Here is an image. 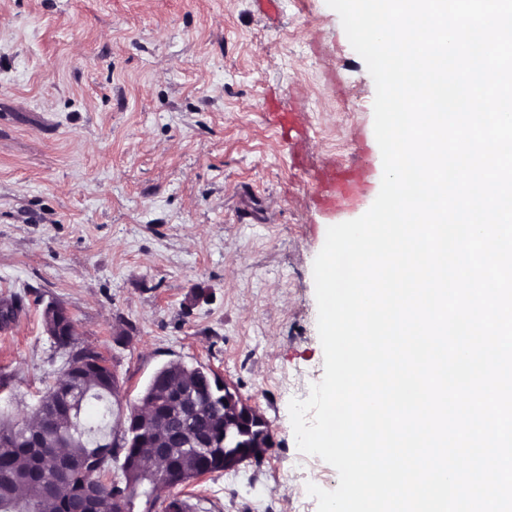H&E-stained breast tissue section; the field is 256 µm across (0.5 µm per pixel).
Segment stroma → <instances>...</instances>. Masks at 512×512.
I'll use <instances>...</instances> for the list:
<instances>
[{
    "label": "stroma",
    "instance_id": "obj_1",
    "mask_svg": "<svg viewBox=\"0 0 512 512\" xmlns=\"http://www.w3.org/2000/svg\"><path fill=\"white\" fill-rule=\"evenodd\" d=\"M375 83L326 0H0V413L30 414L65 356L63 307L108 359L114 416L163 365L204 366L267 422L261 462L159 491L190 512H317L338 485L289 416L323 376L313 262L383 174ZM367 189L317 201L321 163Z\"/></svg>",
    "mask_w": 512,
    "mask_h": 512
}]
</instances>
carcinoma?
I'll use <instances>...</instances> for the list:
<instances>
[{
  "label": "carcinoma",
  "mask_w": 512,
  "mask_h": 512,
  "mask_svg": "<svg viewBox=\"0 0 512 512\" xmlns=\"http://www.w3.org/2000/svg\"><path fill=\"white\" fill-rule=\"evenodd\" d=\"M53 343L73 355L75 360L96 361L103 354L89 345L77 342L74 333L61 330L49 334ZM180 367L170 362L157 370L148 382L144 394H155L164 398L167 390L164 374L171 368ZM112 376L109 369L104 373L85 372L70 380L73 392L67 399L58 395L57 385L50 386L41 397L51 431L65 441L67 454L80 465L69 475L58 478L52 493L41 499L22 498L17 489L20 485L37 488L43 476L55 474L54 459L40 454L39 449L26 446L23 436L16 435L10 448L0 447V476L9 474L13 480L0 479V512H71L81 504L92 502L96 512H112V499L121 496L127 488L141 487L146 503L157 501L156 487L137 467L135 459L150 452L146 445L150 440L138 432L135 426L136 410L123 419L121 441L112 439V385L102 381L101 375ZM195 384L196 394L208 397L211 402L200 415L186 427L188 431L208 432L217 439L224 436V380L211 370H195L188 375ZM238 430L227 443L224 453L234 459L239 455L259 454L261 446L271 443L267 423L263 420L249 421L239 415ZM122 463L125 487L101 476L112 471V462ZM219 469V464L206 457L180 450L169 462L170 482L183 484L191 478Z\"/></svg>",
  "instance_id": "cac0c4a2"
}]
</instances>
